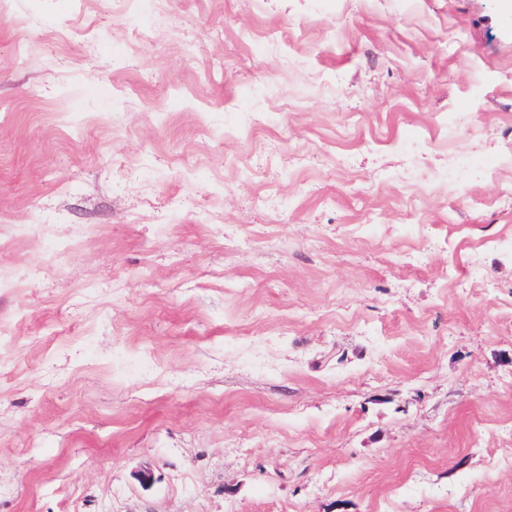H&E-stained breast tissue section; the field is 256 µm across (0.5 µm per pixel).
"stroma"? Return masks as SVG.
Segmentation results:
<instances>
[{"mask_svg": "<svg viewBox=\"0 0 512 512\" xmlns=\"http://www.w3.org/2000/svg\"><path fill=\"white\" fill-rule=\"evenodd\" d=\"M0 512H512V0H0Z\"/></svg>", "mask_w": 512, "mask_h": 512, "instance_id": "1", "label": "stroma"}]
</instances>
